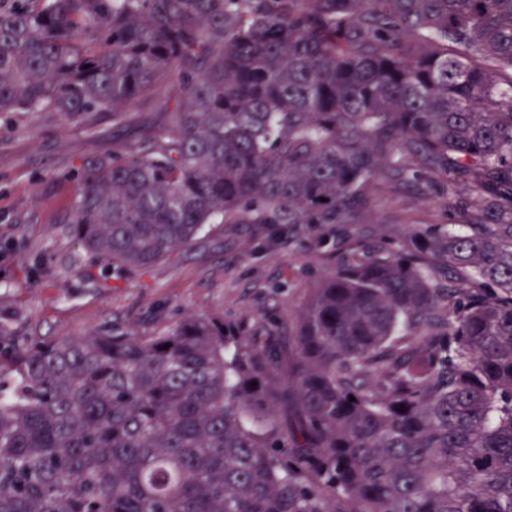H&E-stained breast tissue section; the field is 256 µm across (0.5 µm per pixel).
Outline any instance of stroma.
I'll use <instances>...</instances> for the list:
<instances>
[{"mask_svg": "<svg viewBox=\"0 0 512 512\" xmlns=\"http://www.w3.org/2000/svg\"><path fill=\"white\" fill-rule=\"evenodd\" d=\"M176 88L158 84L122 125L108 112L0 116V333L53 341L112 326L146 336L191 313L243 319L258 335L291 330L348 225L218 224L134 272L106 267L72 233L79 170L154 131ZM456 219L446 189L390 190L373 194L357 230L366 241H394L410 227Z\"/></svg>", "mask_w": 512, "mask_h": 512, "instance_id": "1", "label": "stroma"}]
</instances>
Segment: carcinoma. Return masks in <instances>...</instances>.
I'll list each match as a JSON object with an SVG mask.
<instances>
[{"mask_svg": "<svg viewBox=\"0 0 512 512\" xmlns=\"http://www.w3.org/2000/svg\"><path fill=\"white\" fill-rule=\"evenodd\" d=\"M0 114L159 132L79 176L134 270L213 224H360L368 187H470L465 232L348 236L288 341L0 334V512H512V0H11Z\"/></svg>", "mask_w": 512, "mask_h": 512, "instance_id": "carcinoma-1", "label": "carcinoma"}]
</instances>
